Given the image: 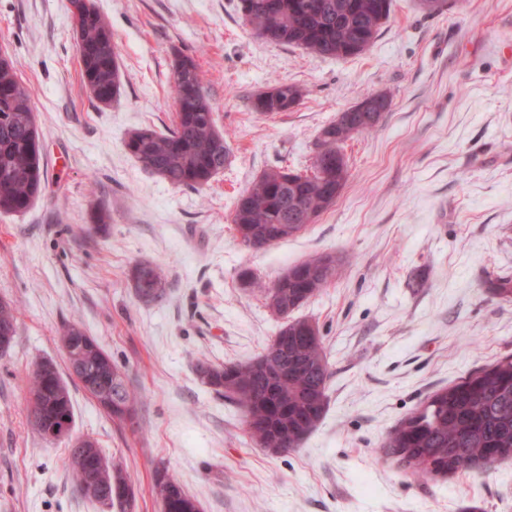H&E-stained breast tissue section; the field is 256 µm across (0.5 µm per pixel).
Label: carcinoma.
<instances>
[{
	"instance_id": "cac0c4a2",
	"label": "carcinoma",
	"mask_w": 512,
	"mask_h": 512,
	"mask_svg": "<svg viewBox=\"0 0 512 512\" xmlns=\"http://www.w3.org/2000/svg\"><path fill=\"white\" fill-rule=\"evenodd\" d=\"M261 0H241L246 23L259 37L299 47L322 57L348 58L353 33L367 31L376 39L390 17L392 0H316L318 6L301 13L304 0H278L268 13ZM77 37L83 86L98 103L109 105L121 94V72L112 31L95 0H70ZM171 96L175 104L172 127L165 133L151 128L130 132L126 150L146 169L174 188L201 189L224 171L230 149L224 131L217 128L213 106L202 83L196 60L179 54L174 63ZM302 89L279 83L257 94L252 108L272 118L297 106ZM376 128L372 122L357 126H324L317 144L323 157H315L305 170L274 166L235 198L231 222L241 243L252 250L288 239L315 223L336 204L326 197L325 185L345 188L349 165H323L336 158L344 145ZM44 172L40 133L31 97L13 66L0 54V212L26 211L42 192ZM112 222L110 208L99 203L92 210L89 230L104 233ZM340 259L331 253L293 264L270 286L248 269L242 284L258 292L269 309L283 319L262 354L247 360L195 366L199 380L242 413L244 430L259 447L273 453L298 448L322 421L327 409L330 366L317 324L289 318L300 306L320 295L339 275ZM136 297L145 304L164 301L170 282L158 267L136 263L130 273ZM492 292L512 299V279L491 280ZM17 331L13 306L0 301V353L7 352ZM63 350L83 352L78 362L66 358L68 378L59 372L47 378L35 368L28 389L27 411L32 428L47 439L56 427L71 439L74 407L68 382L82 389L112 418H132L142 396L132 389L125 368L112 360L98 340L77 324L60 333ZM82 460L68 457L77 490L85 497L118 512H133L136 491L120 467H108L109 457L98 440L85 435ZM384 454L398 458L416 478L429 474L474 472L512 459V355L480 366L460 381L432 392L402 418L382 444ZM154 491L162 512H201L167 470L154 472Z\"/></svg>"
}]
</instances>
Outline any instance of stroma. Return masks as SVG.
Here are the masks:
<instances>
[{
  "label": "stroma",
  "mask_w": 512,
  "mask_h": 512,
  "mask_svg": "<svg viewBox=\"0 0 512 512\" xmlns=\"http://www.w3.org/2000/svg\"><path fill=\"white\" fill-rule=\"evenodd\" d=\"M97 5L123 83L107 106L82 85L69 0H0V52L35 106L46 178L27 212L0 213V300L18 318L0 354V512H107L76 492L65 443L47 444L27 417L29 372L45 360L65 370L58 336L73 321L144 396L122 425L70 388L73 437L93 435L124 464L136 512H161L159 465L203 512H512V460L415 480L380 453L432 391L512 354V300L487 288L512 276V0L434 15L393 0L371 48L347 59L257 37L240 0ZM179 52L195 58L231 151L200 191L173 188L124 147L135 129L171 126ZM279 83L300 86V104L271 119L254 112V95ZM373 93L390 110L347 143L335 205L298 236L243 246L234 198L269 167L306 168L320 130ZM99 201L112 211L104 236L87 230ZM325 252L343 274L294 315L320 329L328 409L300 448L274 454L195 366L255 357L277 330L240 285L241 267L269 284ZM139 261L165 272V301L136 298L128 274Z\"/></svg>",
  "instance_id": "obj_1"
}]
</instances>
